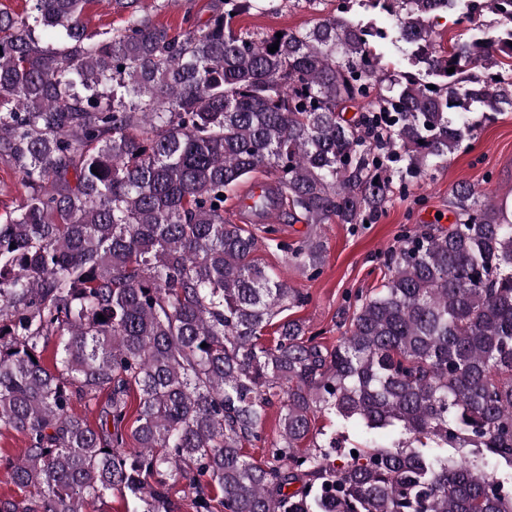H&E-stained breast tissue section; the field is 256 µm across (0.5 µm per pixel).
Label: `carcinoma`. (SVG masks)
I'll list each match as a JSON object with an SVG mask.
<instances>
[{
  "label": "carcinoma",
  "instance_id": "cac0c4a2",
  "mask_svg": "<svg viewBox=\"0 0 512 512\" xmlns=\"http://www.w3.org/2000/svg\"><path fill=\"white\" fill-rule=\"evenodd\" d=\"M30 2L0 9V164L24 188L0 210V428L26 440L0 512L112 494L181 512L179 481L194 512H512L505 207L457 185L455 222L405 231L329 348L297 319L263 342L306 296L256 257L273 246L316 277L323 242L259 238L225 206L264 172L276 190L251 212L375 220L512 109V0H360L381 18L365 25L340 0L280 38L234 27L280 0H212L204 21L186 0L176 34L141 0H113L124 25L95 33L86 0ZM436 12L495 25L445 48ZM382 44L410 66L386 69ZM102 394L99 426L71 413ZM277 401L281 438L249 461ZM318 414L339 426L320 442Z\"/></svg>",
  "mask_w": 512,
  "mask_h": 512
}]
</instances>
